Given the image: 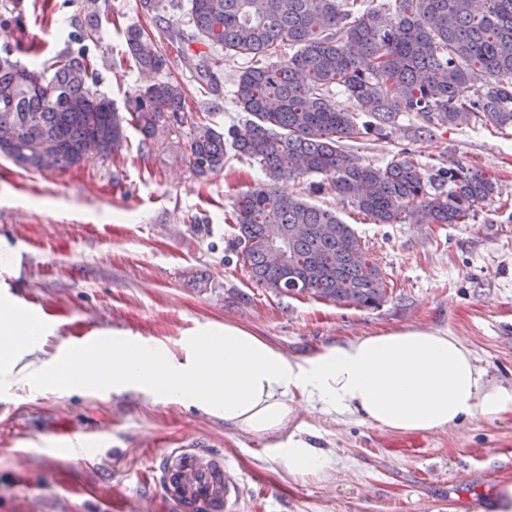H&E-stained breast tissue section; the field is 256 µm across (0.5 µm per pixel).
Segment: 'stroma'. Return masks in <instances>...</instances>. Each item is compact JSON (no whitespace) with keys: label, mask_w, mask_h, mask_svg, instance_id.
Wrapping results in <instances>:
<instances>
[{"label":"stroma","mask_w":512,"mask_h":512,"mask_svg":"<svg viewBox=\"0 0 512 512\" xmlns=\"http://www.w3.org/2000/svg\"><path fill=\"white\" fill-rule=\"evenodd\" d=\"M97 35L86 39L89 19ZM13 57L40 71L63 55L88 58L94 92L123 106L141 84L125 30H148L180 82L195 121L219 131L243 124L231 102L245 66L215 50L217 89L198 83L168 34L138 0H0ZM420 121L399 117L385 140L348 142L362 163L401 149L429 167L460 162L497 182L500 193L465 224H375L309 178L284 192L351 224L388 281L375 309L256 287L227 249V218L239 196L263 181L257 162L228 152L221 171L194 175L190 128L161 130L147 144L127 128L119 152L65 171L29 173L0 158V298L52 317L36 346L19 350L29 369L62 363L81 330L161 344L183 359L185 336H220L235 324L287 355L394 329H443L471 350L491 384L512 382V129L479 121L414 137ZM64 373L38 383L0 375V512H172L152 472L166 449L190 439L224 455L241 485L238 512H493L512 485V415L468 419L424 433L370 427L306 406L295 417L326 452L330 469L289 476L268 438L225 426L192 406L141 392L75 393ZM98 437L100 456L53 455L60 433Z\"/></svg>","instance_id":"35a3bbf8"}]
</instances>
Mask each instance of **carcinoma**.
<instances>
[{"label": "carcinoma", "mask_w": 512, "mask_h": 512, "mask_svg": "<svg viewBox=\"0 0 512 512\" xmlns=\"http://www.w3.org/2000/svg\"><path fill=\"white\" fill-rule=\"evenodd\" d=\"M194 63L199 82L216 84L205 52L243 57L236 107L241 126L219 132L193 126L190 169L199 176L224 167L227 149L257 162L267 181L233 205L228 249L258 287L370 309L387 298V281L355 229L336 214L286 195L282 180L322 176L376 224H465L498 193L495 182L460 163L430 169L403 149L383 167L363 164L346 142L387 139L403 113L430 128L486 121L512 128V0H188L190 30L170 23L162 0H139ZM140 70L167 65L139 26L125 34ZM294 49L284 57L282 48ZM0 45V154L36 172L88 161L89 144L107 157L121 148L126 126L143 139L192 121L176 81H149L124 109L95 94L82 57L60 58L52 72L12 59ZM339 87L348 110L330 99ZM273 237L288 240V263L269 257Z\"/></svg>", "instance_id": "1"}]
</instances>
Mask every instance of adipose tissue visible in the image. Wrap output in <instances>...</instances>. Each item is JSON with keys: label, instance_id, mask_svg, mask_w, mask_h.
I'll return each mask as SVG.
<instances>
[{"label": "adipose tissue", "instance_id": "ef3b65f1", "mask_svg": "<svg viewBox=\"0 0 512 512\" xmlns=\"http://www.w3.org/2000/svg\"><path fill=\"white\" fill-rule=\"evenodd\" d=\"M185 361L159 345L113 340L72 355L68 389H135L193 405L225 425L278 436L292 476L324 473L330 458L288 424L297 405L398 432L443 430L475 416L512 414V383L488 384L470 350L443 331L406 329L358 336L290 357L250 330L187 336Z\"/></svg>", "mask_w": 512, "mask_h": 512}]
</instances>
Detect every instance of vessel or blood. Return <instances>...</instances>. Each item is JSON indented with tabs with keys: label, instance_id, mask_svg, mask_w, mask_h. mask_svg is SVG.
<instances>
[{
	"label": "vessel or blood",
	"instance_id": "b4317fda",
	"mask_svg": "<svg viewBox=\"0 0 512 512\" xmlns=\"http://www.w3.org/2000/svg\"><path fill=\"white\" fill-rule=\"evenodd\" d=\"M158 485L174 512H234L239 482L223 453L185 441L168 450L157 468Z\"/></svg>",
	"mask_w": 512,
	"mask_h": 512
}]
</instances>
